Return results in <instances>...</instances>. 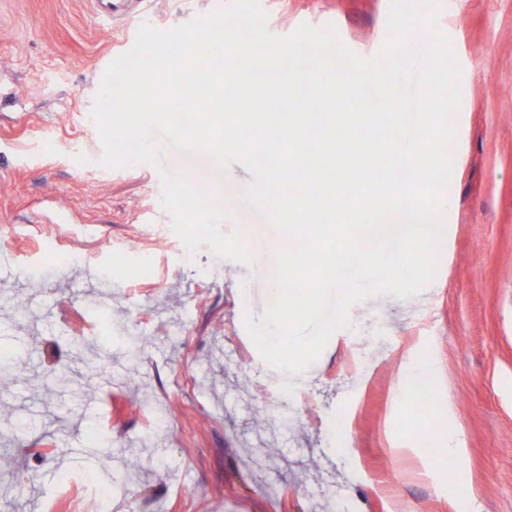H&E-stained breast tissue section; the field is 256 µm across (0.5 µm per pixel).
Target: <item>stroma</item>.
Returning a JSON list of instances; mask_svg holds the SVG:
<instances>
[{
  "label": "stroma",
  "mask_w": 512,
  "mask_h": 512,
  "mask_svg": "<svg viewBox=\"0 0 512 512\" xmlns=\"http://www.w3.org/2000/svg\"><path fill=\"white\" fill-rule=\"evenodd\" d=\"M437 28L460 68L445 234L423 291L353 304L305 372L283 376L253 345L247 317L267 272L188 252L157 192L156 169L113 172L91 118L98 66L123 53L129 23L99 26L87 0H0V512H85L127 457L109 512H512V0H441ZM390 0H266L276 35L334 28L356 53L387 39ZM208 0H154L161 31ZM251 174L223 189L256 248L287 240L239 205ZM71 214L56 223V212ZM110 320L146 343L129 359L100 334ZM106 345L112 372L77 366L68 339ZM429 364L428 412L393 405L400 367ZM450 422L465 457L449 486L421 460ZM112 444L93 455L88 426Z\"/></svg>",
  "instance_id": "1"
}]
</instances>
